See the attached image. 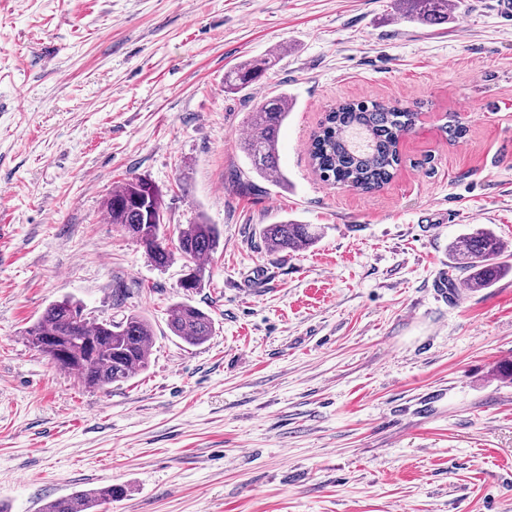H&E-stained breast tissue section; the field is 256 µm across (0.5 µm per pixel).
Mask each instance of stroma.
Here are the masks:
<instances>
[{
    "label": "stroma",
    "instance_id": "obj_1",
    "mask_svg": "<svg viewBox=\"0 0 512 512\" xmlns=\"http://www.w3.org/2000/svg\"><path fill=\"white\" fill-rule=\"evenodd\" d=\"M0 0V501L40 512L112 485L98 512H512V273L438 296L450 246L512 248V19L448 0ZM283 46L251 91L226 71ZM288 93L275 187L250 176L247 118ZM418 110L384 188L322 182L308 148L344 101ZM463 124L449 138L445 128ZM163 192L166 239L205 216L203 288L160 269L103 202ZM312 224L273 253L259 230ZM152 325L146 370L100 390L25 339L49 302ZM210 313L191 346L168 328ZM401 19L422 24H441L448 21V0H398ZM169 317L170 331L189 345H201L212 335L213 319L196 306L185 302L175 303Z\"/></svg>",
    "mask_w": 512,
    "mask_h": 512
}]
</instances>
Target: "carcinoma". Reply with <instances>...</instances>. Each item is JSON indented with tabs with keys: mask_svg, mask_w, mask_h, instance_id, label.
I'll return each instance as SVG.
<instances>
[{
	"mask_svg": "<svg viewBox=\"0 0 512 512\" xmlns=\"http://www.w3.org/2000/svg\"><path fill=\"white\" fill-rule=\"evenodd\" d=\"M400 18L422 24L448 20V0H399ZM284 47L270 51L260 60L245 61L224 75L230 90L243 91L262 83L280 60ZM291 102L280 92L264 97L250 113L244 151L250 169L275 183L285 181L278 163L280 130L288 118ZM417 112L410 107L380 102H344L329 109L310 145L314 169L326 182L347 184L363 192L383 188L394 176L399 161L401 138L412 128ZM110 223L119 224L145 250L157 267H166L175 256L189 262L197 275L196 287L204 280V260L220 247L217 225L199 217L177 229L171 249L161 234L164 224L162 191L145 178H131L117 185L104 202ZM268 248L283 253L312 244L319 236L311 224L286 220L262 229ZM506 246L490 230L477 227L451 243L455 266L465 274L470 288H488L512 272V264L498 261ZM170 331L185 343L198 346L213 332V319L202 309L178 302L170 309ZM28 342L56 367L74 375L81 383L104 389L128 381L146 369L153 346L149 323L137 314L120 320L96 322L87 319L81 303L63 298L50 302L27 328ZM121 494L110 485L59 498L41 512H97L103 502Z\"/></svg>",
	"mask_w": 512,
	"mask_h": 512,
	"instance_id": "1",
	"label": "carcinoma"
}]
</instances>
